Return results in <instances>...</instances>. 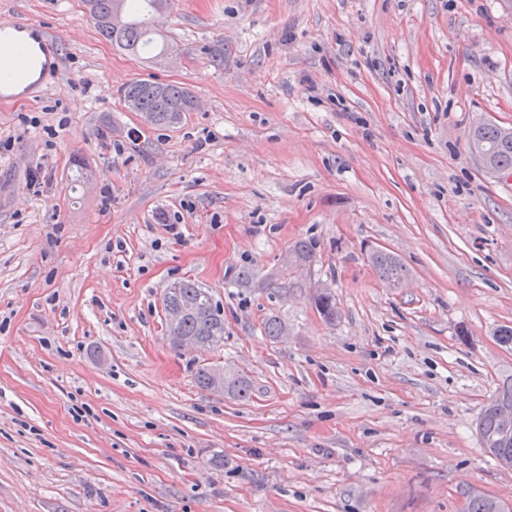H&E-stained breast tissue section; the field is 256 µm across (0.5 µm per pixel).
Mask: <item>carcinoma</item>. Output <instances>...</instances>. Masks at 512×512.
<instances>
[{"label":"carcinoma","mask_w":512,"mask_h":512,"mask_svg":"<svg viewBox=\"0 0 512 512\" xmlns=\"http://www.w3.org/2000/svg\"><path fill=\"white\" fill-rule=\"evenodd\" d=\"M94 21L98 34L117 50L136 55L153 42L155 13L169 8L170 0H121L120 15H115L116 0H83ZM120 105L128 112H139L154 126L171 127L181 122L186 112L196 108L194 96L176 83H147L132 81L119 92ZM470 149L482 151L490 165L500 172L512 171V129L495 124L475 126L469 140ZM298 263L308 264L315 258L313 247L298 241L289 250ZM368 260L381 280L396 288L407 277L408 270L392 253L377 249ZM312 301L319 313L329 322L336 320V302L324 285L314 288ZM163 309L180 311L177 333L202 346L214 347L224 342V315L213 302L206 288L191 280L175 283L163 296ZM226 392L237 398L249 396L251 385L243 376L230 375L225 379ZM478 434L503 468H512V378L485 408L478 422ZM512 507L501 499L478 494L466 502L465 512H509Z\"/></svg>","instance_id":"carcinoma-1"}]
</instances>
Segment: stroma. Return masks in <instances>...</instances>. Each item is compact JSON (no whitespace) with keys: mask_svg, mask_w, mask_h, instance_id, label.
<instances>
[{"mask_svg":"<svg viewBox=\"0 0 512 512\" xmlns=\"http://www.w3.org/2000/svg\"><path fill=\"white\" fill-rule=\"evenodd\" d=\"M0 14L61 57L47 91L0 103L17 139L0 159V512L512 504V469L475 432L512 375L495 336L512 326V173L469 148L478 124L512 127V0H173L158 66L114 50L80 0ZM133 80L199 109L149 127L117 99ZM25 114L69 123L49 145ZM300 240L315 260L282 269ZM374 248L407 266L399 287ZM183 279L220 306L223 345H172L162 298ZM273 316L286 336H267ZM204 364L249 397L199 387ZM368 260L380 279L392 288L398 287L408 275L407 268L391 252L381 249L373 250L368 255ZM312 301L319 313L328 321H336V302L334 295L326 285H317L311 295ZM509 510H511V505L509 506L495 496L486 494L470 497L465 507V512H505Z\"/></svg>","mask_w":512,"mask_h":512,"instance_id":"1","label":"stroma"}]
</instances>
